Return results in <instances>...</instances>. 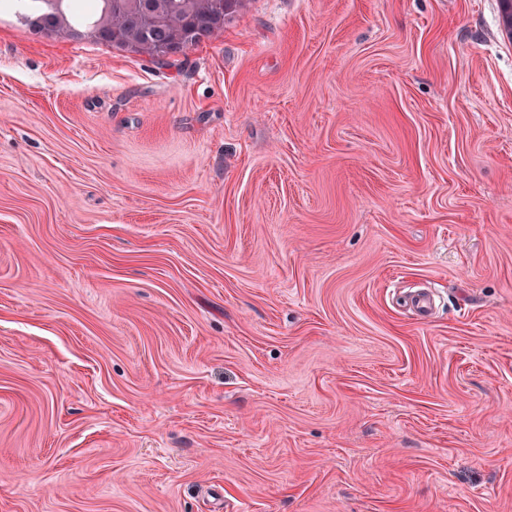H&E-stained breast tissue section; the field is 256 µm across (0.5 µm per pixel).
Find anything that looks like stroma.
Listing matches in <instances>:
<instances>
[{
  "label": "stroma",
  "mask_w": 512,
  "mask_h": 512,
  "mask_svg": "<svg viewBox=\"0 0 512 512\" xmlns=\"http://www.w3.org/2000/svg\"><path fill=\"white\" fill-rule=\"evenodd\" d=\"M217 507L512 512L498 0H247L166 66L0 12V512ZM408 310L420 319L429 318L437 308V300L428 289L419 290L408 297Z\"/></svg>",
  "instance_id": "stroma-1"
}]
</instances>
